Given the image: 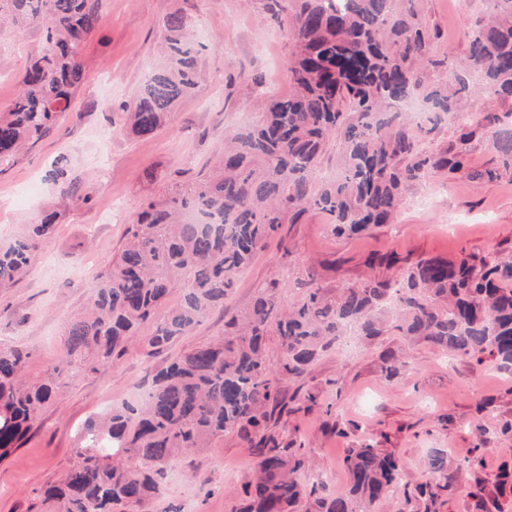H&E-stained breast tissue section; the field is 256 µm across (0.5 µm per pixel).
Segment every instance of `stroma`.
Instances as JSON below:
<instances>
[{
    "instance_id": "stroma-1",
    "label": "stroma",
    "mask_w": 512,
    "mask_h": 512,
    "mask_svg": "<svg viewBox=\"0 0 512 512\" xmlns=\"http://www.w3.org/2000/svg\"><path fill=\"white\" fill-rule=\"evenodd\" d=\"M269 2L99 0L100 22L84 42L85 76L71 108L46 137L0 163V243L17 239L45 214L57 215L54 237L34 254L28 273L0 289V345L29 352V382L51 380L59 388L21 447L0 460V512H32L36 506L57 512L56 503H40L39 495L76 463L84 424L132 403V390L149 387L151 370L167 358L223 336L225 312L246 308L283 270L314 277L333 298L350 286L398 278L404 259L512 256V182L431 174L408 189L395 223L367 233L333 236L318 211L284 225L283 241H270L239 274L223 310L162 353L137 346L96 372L62 367L68 326L89 305L93 282L122 247L144 202L192 188L228 133L256 122L268 98L287 96L293 44ZM482 7L481 0H422L423 18L439 34L430 56L463 54L461 23ZM173 13L200 46L202 77L165 127L137 137L122 114L144 75L162 64V28ZM43 36L38 26H0V113L17 97L20 75ZM62 156L67 173L57 183L51 172ZM64 185L71 197L61 195ZM452 217L457 225L449 232ZM373 255H391L398 263L372 266ZM390 349L402 356L391 376L382 373L380 360ZM283 389L287 406L277 431L318 469L334 473L327 495L348 493L344 459L365 443L404 466L399 490L377 512H405L406 497L415 496L425 480L427 453L440 449L451 453L453 466L438 482L434 512H483L493 503L512 512V489L499 483L503 471L512 472V370L499 369L491 358H447L428 342L392 329L348 351L332 346L306 376ZM309 391L316 403L305 401ZM479 445L484 465L473 468L466 459ZM255 462L252 448L225 434L203 452L177 456L145 512H181L187 505L194 512H233Z\"/></svg>"
}]
</instances>
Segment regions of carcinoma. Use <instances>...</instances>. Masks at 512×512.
Here are the masks:
<instances>
[{
    "mask_svg": "<svg viewBox=\"0 0 512 512\" xmlns=\"http://www.w3.org/2000/svg\"><path fill=\"white\" fill-rule=\"evenodd\" d=\"M415 0H285L295 51L288 60L291 90L272 99L255 125L228 134L209 175L186 193L151 200L126 231V241L95 280L88 309L71 324L64 364L80 371L108 367L127 354L143 324L171 306L142 343L160 351L189 333L234 292L246 269L282 225L310 210L329 219L336 237L388 223L409 186L429 173L472 181H512V110L473 113L470 122L495 128L494 163L470 165L465 148L426 154L419 132L391 107L421 102L432 128L463 112L481 95L512 98V0H484V13L462 31L460 68L450 54L428 57L436 34ZM98 0H0V22L41 26L45 44L26 68L21 91L0 113V161L41 139L69 109L84 79L82 44L98 23ZM165 64L142 84L130 107L133 134L153 135L199 78L194 41L182 17L164 23ZM337 146L336 177L319 179L321 160ZM54 217L27 225L26 234L0 246V288L23 276L33 253L50 243ZM306 288L295 303L284 288ZM397 299L394 318L381 315ZM224 336L169 359L153 377L146 401L89 420L78 439V460L46 489L61 512H142L160 491L165 467L182 451L207 448L235 432L255 449L257 476L249 502L234 512H372L397 489L400 462L370 445L344 459L348 494L322 497L303 483L307 459L276 433L286 379L303 377L344 336L346 324L362 335L392 327L442 352L512 367V261L474 256L421 259L394 283L367 281L335 298L312 283L270 280L245 309L224 313ZM279 338L282 354L269 361L265 344ZM29 352L0 346V458L19 447L44 405L57 396L52 381L26 384ZM428 481L419 493L434 498L433 483L448 476V456L425 461Z\"/></svg>",
    "mask_w": 512,
    "mask_h": 512,
    "instance_id": "cac0c4a2",
    "label": "carcinoma"
}]
</instances>
